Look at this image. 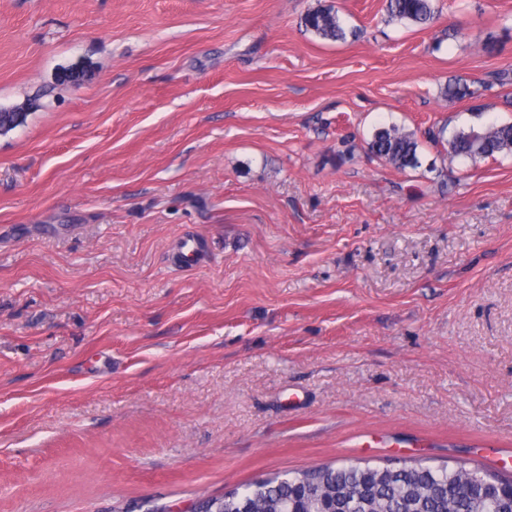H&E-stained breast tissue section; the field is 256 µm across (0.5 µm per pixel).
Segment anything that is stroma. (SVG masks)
Instances as JSON below:
<instances>
[{
  "mask_svg": "<svg viewBox=\"0 0 512 512\" xmlns=\"http://www.w3.org/2000/svg\"><path fill=\"white\" fill-rule=\"evenodd\" d=\"M385 5L0 0V107H29L0 133V512L512 471V155L424 139L512 123V0ZM389 123L418 167L369 154ZM433 0H387L386 12L391 20L425 25L433 19ZM306 29L314 32L324 40L345 41L347 31L337 13L331 9H318L305 14Z\"/></svg>",
  "mask_w": 512,
  "mask_h": 512,
  "instance_id": "1",
  "label": "stroma"
}]
</instances>
